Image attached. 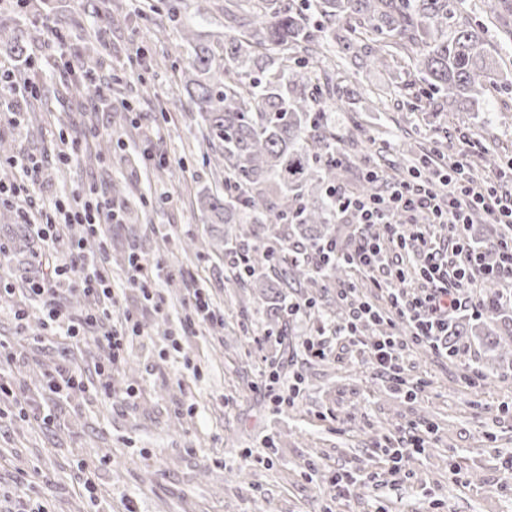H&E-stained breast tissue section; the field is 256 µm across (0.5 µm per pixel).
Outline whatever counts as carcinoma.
<instances>
[{
    "mask_svg": "<svg viewBox=\"0 0 512 512\" xmlns=\"http://www.w3.org/2000/svg\"><path fill=\"white\" fill-rule=\"evenodd\" d=\"M321 20L310 23L311 0H224L219 37L202 34L180 18V0L168 17L178 22L179 48L187 52L177 96L201 119L216 170V189L196 198L210 224H228L225 242L246 253L247 266L230 262L235 288H262L269 315L263 335L282 336L288 290L326 288L343 278L344 261L315 269L309 257L336 239V201L327 188L336 179L328 160L336 132L325 108L345 92L329 68L324 45H337L354 64L385 67L394 53L408 52L407 73L428 88L429 99L450 108L466 103L475 112L494 83L512 78L491 53L481 32L461 22L455 0H316ZM346 21V35L336 22ZM319 68L323 82L314 81ZM415 81V82H417ZM407 83L409 105L423 91ZM500 306L486 303L482 344L490 352L512 348V330L498 326ZM468 327L448 321V355L468 339Z\"/></svg>",
    "mask_w": 512,
    "mask_h": 512,
    "instance_id": "1",
    "label": "carcinoma"
}]
</instances>
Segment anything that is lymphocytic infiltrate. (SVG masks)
Segmentation results:
<instances>
[{
	"mask_svg": "<svg viewBox=\"0 0 512 512\" xmlns=\"http://www.w3.org/2000/svg\"><path fill=\"white\" fill-rule=\"evenodd\" d=\"M11 165L19 169L20 176L8 183L0 181V203L24 198L41 216L36 233L46 243L36 257L44 273L28 290L30 296L42 301L44 332L33 336L32 341L40 344L50 335L78 343L88 330H95V341L107 360L97 370L95 388L102 396L111 397L112 369L126 360L135 341L145 338L146 326L138 311L123 307L112 287L105 255L91 257L77 246L68 256L60 257L55 244L71 224L84 226L90 236L102 237L107 225L118 223L119 212L114 204L92 192L82 199L45 204L35 190L41 173L37 157L15 158ZM467 167V159H459L441 176L426 166L385 193L371 197L337 184L328 188L336 200L337 216L350 218L356 233L350 242L327 243L312 255L311 262L321 269L336 258H344L364 277L366 287L387 292L392 332L369 342L368 361L379 379L397 389L403 384L399 362L404 348L415 344L447 352L449 317L461 310L480 316L485 284H495L500 301L512 304V236L494 241L498 260L492 266L484 265L482 252L469 249L466 236L476 210L485 214L488 223L511 225L512 190L503 189L494 179L484 185L473 184ZM420 214L427 215L430 223L448 225L455 246L429 238L424 226L413 221ZM164 272L161 262L136 254L126 278L127 289L139 293L143 306L157 314L162 313L163 303L156 284ZM72 280L91 301L77 317L57 300L60 284ZM356 292L352 281L338 288V296L350 303L348 317L331 326L329 332L304 337L301 346L305 356L326 357L329 337L357 339L359 324L376 319V311L356 300ZM223 322L224 313L214 304L208 288L199 279H191L183 331L209 330Z\"/></svg>",
	"mask_w": 512,
	"mask_h": 512,
	"instance_id": "lymphocytic-infiltrate-1",
	"label": "lymphocytic infiltrate"
}]
</instances>
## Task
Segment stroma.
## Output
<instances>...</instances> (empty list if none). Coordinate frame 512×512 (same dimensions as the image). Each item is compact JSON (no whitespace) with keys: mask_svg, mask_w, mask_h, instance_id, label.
Returning <instances> with one entry per match:
<instances>
[{"mask_svg":"<svg viewBox=\"0 0 512 512\" xmlns=\"http://www.w3.org/2000/svg\"><path fill=\"white\" fill-rule=\"evenodd\" d=\"M500 20H491L483 0H457L460 18L485 29L495 54L512 70V0ZM168 0H50L49 17L65 37L67 54L49 57L48 31L39 15L22 16L21 29L38 71V89L48 83L76 82L70 71L86 31L100 36L105 61L98 85L111 97L113 109L88 119L74 98L43 100L40 126L15 124L11 113L24 102L9 99L0 116V180L16 172L12 158L38 153L45 166L38 185L45 199L84 194L96 188L115 199L114 183L135 187L134 195L117 199L123 221L108 225L104 243L112 286L124 289L130 253L164 262L169 270L157 289L164 314H147L149 335L135 345L126 366L112 375V389L134 388L132 403L117 404L96 393V368L104 354L94 340L77 345L50 338L36 345L41 315L31 308L27 333L13 319V298H0V341L14 356L15 388L35 392L54 420L40 424L8 416L0 421V512L15 506V481L28 475L29 494L49 512H419L423 501L441 512H512V490L505 488L504 458L512 454V364L500 375L470 385L463 364L481 370L485 354L478 344L467 346L455 360L429 347L408 345L401 374L412 391L384 384L366 364L364 341L386 335L389 325L369 321L359 327L360 341L332 342L324 358L299 356L301 339L319 322L340 323L348 309L335 289L316 293L323 316H305L289 325L285 342L257 340L266 305L251 290L231 287L225 279L224 252L218 247L219 226L206 224L195 194L213 181L210 149L194 112L176 104L172 91L188 56L173 45L178 29L169 27ZM118 20H110L111 12ZM143 50L142 85L114 94L123 71ZM402 63L391 69H342L337 83L349 91L328 114L337 141H344L352 121L366 132L358 157L336 171V182L354 188L364 165L394 172L409 167V147L441 143L451 158L457 136L469 139L470 157L490 152L512 159V90L490 92L481 111L432 112L406 105ZM129 102L123 113L127 131L114 124V108ZM155 125L159 150L170 159L165 172L144 167L141 143L131 122ZM87 137L99 151L93 161L69 165L56 158L62 144ZM17 210L0 204V274L12 281L31 276V256L40 251L37 237H23ZM198 275L213 301L224 310V323L196 335H181L187 275ZM179 348H172V340ZM73 348L81 361L82 386L58 396L46 385L60 365L63 348ZM299 373L300 393L293 407L273 402L274 387L265 375L283 353ZM424 390H416L417 381ZM428 431L429 445L411 454L405 467L412 474L397 485L359 484L343 498L319 501L317 489L338 473L382 472L391 461L382 451L400 429ZM248 467H240L242 456ZM92 479L96 496L82 492Z\"/></svg>","mask_w":512,"mask_h":512,"instance_id":"35a3bbf8","label":"stroma"}]
</instances>
